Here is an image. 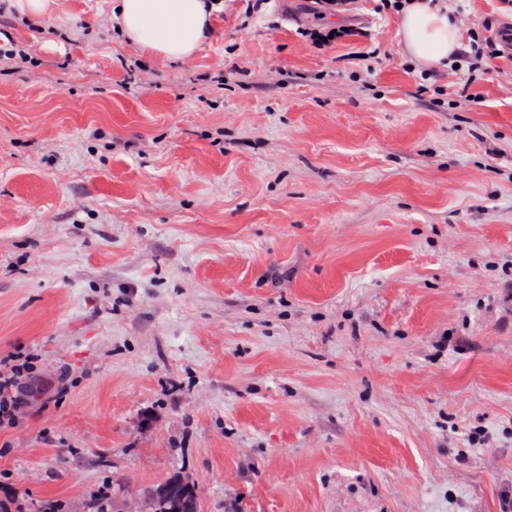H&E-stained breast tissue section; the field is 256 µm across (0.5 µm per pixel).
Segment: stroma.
Listing matches in <instances>:
<instances>
[{
    "instance_id": "1",
    "label": "stroma",
    "mask_w": 512,
    "mask_h": 512,
    "mask_svg": "<svg viewBox=\"0 0 512 512\" xmlns=\"http://www.w3.org/2000/svg\"><path fill=\"white\" fill-rule=\"evenodd\" d=\"M113 6L4 21L32 61L0 66V357L71 375L0 433V498L120 512L183 472L200 512H502L512 9L448 0L451 71L378 0H224L186 61Z\"/></svg>"
}]
</instances>
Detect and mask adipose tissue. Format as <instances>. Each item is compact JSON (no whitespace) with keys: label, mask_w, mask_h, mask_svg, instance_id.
I'll return each instance as SVG.
<instances>
[{"label":"adipose tissue","mask_w":512,"mask_h":512,"mask_svg":"<svg viewBox=\"0 0 512 512\" xmlns=\"http://www.w3.org/2000/svg\"><path fill=\"white\" fill-rule=\"evenodd\" d=\"M118 28L130 45L165 60L190 59L211 34L210 0H118ZM402 30L411 53L439 66L459 47V29L429 0H415L403 14Z\"/></svg>","instance_id":"adipose-tissue-1"}]
</instances>
